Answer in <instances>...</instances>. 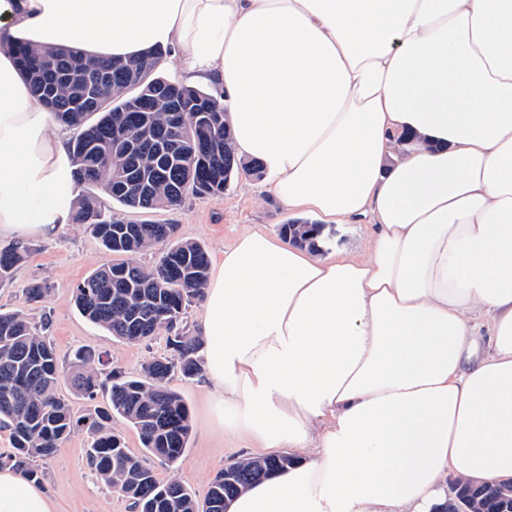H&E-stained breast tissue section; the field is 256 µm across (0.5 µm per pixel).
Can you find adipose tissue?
<instances>
[{"label":"adipose tissue","mask_w":512,"mask_h":512,"mask_svg":"<svg viewBox=\"0 0 512 512\" xmlns=\"http://www.w3.org/2000/svg\"><path fill=\"white\" fill-rule=\"evenodd\" d=\"M14 44L163 48L283 208L371 220L363 259L258 229L211 264L220 424L297 452L226 512H432L447 476L512 478V0H0V237H49L75 168ZM0 512L55 504L5 468Z\"/></svg>","instance_id":"obj_1"}]
</instances>
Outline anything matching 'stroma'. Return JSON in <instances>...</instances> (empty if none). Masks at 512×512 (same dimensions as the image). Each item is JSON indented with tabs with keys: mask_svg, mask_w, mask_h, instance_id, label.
I'll return each mask as SVG.
<instances>
[{
	"mask_svg": "<svg viewBox=\"0 0 512 512\" xmlns=\"http://www.w3.org/2000/svg\"><path fill=\"white\" fill-rule=\"evenodd\" d=\"M110 214L134 222L174 224L178 235L200 242L208 253L232 245L245 229L261 227L278 232L281 224L296 220L262 190L260 180L235 179L219 197L187 195L180 206L144 211L108 203ZM29 257L13 276L0 283V309L20 310L33 324H47V336L61 361L88 348L100 353L109 367L136 376L145 363L170 355L166 335L133 345L113 337L105 329L83 318L76 309L73 292L80 282L103 264L112 262L94 237L90 226L67 224L48 238H32ZM47 282L51 292L39 303H29L24 292L29 284ZM169 387L188 405L192 430L188 446L177 464L155 463L160 481L177 480L204 499L211 479L224 465L248 454L246 442L225 435L215 424L212 400L205 378H184L173 373ZM41 483L54 501L57 512H132L124 496L108 489L87 462L86 437L77 434L46 462L40 463Z\"/></svg>",
	"mask_w": 512,
	"mask_h": 512,
	"instance_id": "35a3bbf8",
	"label": "stroma"
}]
</instances>
